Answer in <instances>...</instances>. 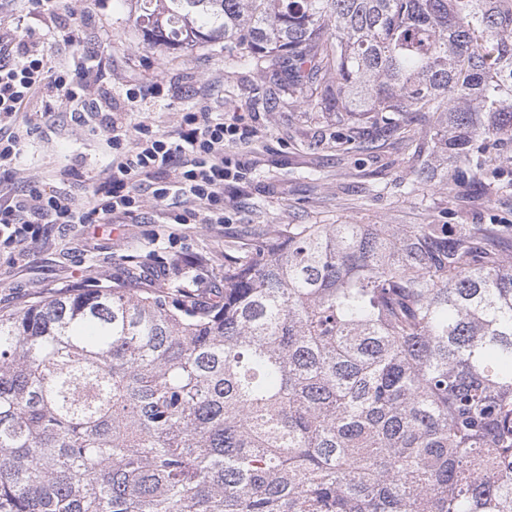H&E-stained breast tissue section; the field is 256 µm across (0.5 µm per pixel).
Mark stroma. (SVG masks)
Instances as JSON below:
<instances>
[{
	"instance_id": "1",
	"label": "stroma",
	"mask_w": 512,
	"mask_h": 512,
	"mask_svg": "<svg viewBox=\"0 0 512 512\" xmlns=\"http://www.w3.org/2000/svg\"><path fill=\"white\" fill-rule=\"evenodd\" d=\"M0 32L23 42L46 40L63 67L94 50L102 61L96 95L130 122L140 115L126 90L156 77L164 94L146 105L160 131H173L200 93L213 111L242 115L249 127L233 151L243 169L224 188V224H171L166 211L149 205L132 220L49 232L21 256L0 250L1 312L78 286L129 282L133 266L155 287L185 285L204 295L224 285L225 245H254L273 224H512V195L477 183L407 194L412 160L402 145L339 146L345 117L289 100L287 81L252 65L229 66L223 44L170 54L149 48L126 0H81L76 9L53 14L36 10L32 0H0ZM47 106L52 118L30 125L31 113ZM16 126L25 132L20 158L0 170V188L36 184L88 206L112 158L102 130L76 124L71 105L60 100L34 101Z\"/></svg>"
}]
</instances>
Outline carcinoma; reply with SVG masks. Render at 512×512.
Segmentation results:
<instances>
[{"label": "carcinoma", "mask_w": 512, "mask_h": 512, "mask_svg": "<svg viewBox=\"0 0 512 512\" xmlns=\"http://www.w3.org/2000/svg\"><path fill=\"white\" fill-rule=\"evenodd\" d=\"M512 190V0H134ZM512 224H274L224 290L0 313V512H512Z\"/></svg>", "instance_id": "carcinoma-1"}]
</instances>
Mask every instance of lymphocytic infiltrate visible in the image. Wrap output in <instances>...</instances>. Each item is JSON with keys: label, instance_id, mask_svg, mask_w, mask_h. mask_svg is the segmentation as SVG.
<instances>
[{"label": "lymphocytic infiltrate", "instance_id": "1", "mask_svg": "<svg viewBox=\"0 0 512 512\" xmlns=\"http://www.w3.org/2000/svg\"><path fill=\"white\" fill-rule=\"evenodd\" d=\"M99 72L94 53L74 67L61 68L44 45L16 43L0 35V169L20 154L21 138L12 129L16 114L39 97L74 104L78 123L98 119L112 151L89 209L34 186L0 191V247L11 253H25L51 226L133 218L148 202L168 208L173 224L224 221V184L240 176L229 149L247 137L242 116L213 114L201 96L181 113L173 132L162 133L149 117L133 124L125 113L105 109L92 98L91 84Z\"/></svg>", "mask_w": 512, "mask_h": 512}]
</instances>
